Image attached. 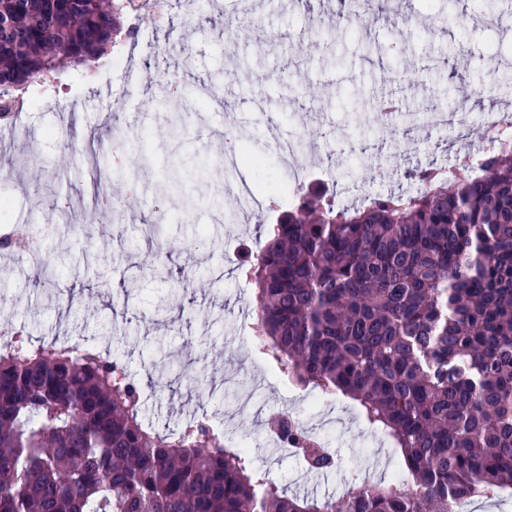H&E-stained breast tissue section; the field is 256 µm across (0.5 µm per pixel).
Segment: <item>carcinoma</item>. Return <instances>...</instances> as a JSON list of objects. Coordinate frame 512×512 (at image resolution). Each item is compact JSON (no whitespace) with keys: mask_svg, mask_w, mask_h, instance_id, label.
Returning a JSON list of instances; mask_svg holds the SVG:
<instances>
[{"mask_svg":"<svg viewBox=\"0 0 512 512\" xmlns=\"http://www.w3.org/2000/svg\"><path fill=\"white\" fill-rule=\"evenodd\" d=\"M130 2L0 0V96L90 73L132 36ZM415 174L420 189L352 208L301 186L248 262L262 352L357 401L400 449L398 479L290 495L198 421L145 423L124 363L17 332L0 352V512H452L512 490V138L476 174ZM277 436L336 469L295 418Z\"/></svg>","mask_w":512,"mask_h":512,"instance_id":"obj_1","label":"carcinoma"}]
</instances>
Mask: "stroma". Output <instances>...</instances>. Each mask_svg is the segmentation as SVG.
Listing matches in <instances>:
<instances>
[{
	"instance_id": "obj_1",
	"label": "stroma",
	"mask_w": 512,
	"mask_h": 512,
	"mask_svg": "<svg viewBox=\"0 0 512 512\" xmlns=\"http://www.w3.org/2000/svg\"><path fill=\"white\" fill-rule=\"evenodd\" d=\"M243 8L271 40L257 41L249 26L234 24ZM348 10L341 0H219L226 28L207 11L153 21L143 29L150 52L137 50L123 66L96 69L85 94H73L59 77L57 105L23 112L25 136L0 148V174L6 157L32 152L39 158L0 181L8 201L0 236L16 226L56 224V233L35 240L54 256L60 280L56 288L40 285L27 253L0 248V330L24 331L35 342L60 336L88 342L120 356L140 380L155 367L188 373L190 385L173 392L157 384L143 407L146 423L168 433L204 410L222 415L236 437L254 444L264 442V420L274 409L289 408L315 423L332 420L324 435L339 461L335 471L299 484L297 456L262 451L257 463L288 493L336 500L352 475L397 478L401 459L388 432L370 424L353 400L308 406L306 389L277 375L242 332L256 288L238 265L256 255L261 230L276 215L265 207L242 213L224 185L243 181L255 197H270L286 179L272 143L293 138L334 162L330 174L312 173V182L347 185L359 195L403 191L405 182L381 181L379 170L430 159L448 166L464 148L454 130L439 133L426 123L428 105L462 101L476 113L512 106V63L493 70L487 61L494 48L512 54V38L502 31L512 8L485 12L474 0H368L361 16L328 31L329 18ZM439 10L451 22L423 30L421 21ZM131 68L142 72L139 84L126 82ZM412 71L417 80L409 79ZM164 75L182 81L187 107H195L203 82L221 102L196 113L194 130L172 129L174 115L160 105ZM105 82L113 90L108 102L94 93ZM388 95L404 104L397 134L378 113V101ZM113 123L153 140L145 161L150 186L126 203L123 235L74 252L68 244L94 211L87 157ZM229 132L246 135L259 165L216 167ZM161 206H188L192 214L162 224L160 248L145 238L143 224ZM229 369L242 384L264 383L255 411L240 414L225 397Z\"/></svg>"
}]
</instances>
